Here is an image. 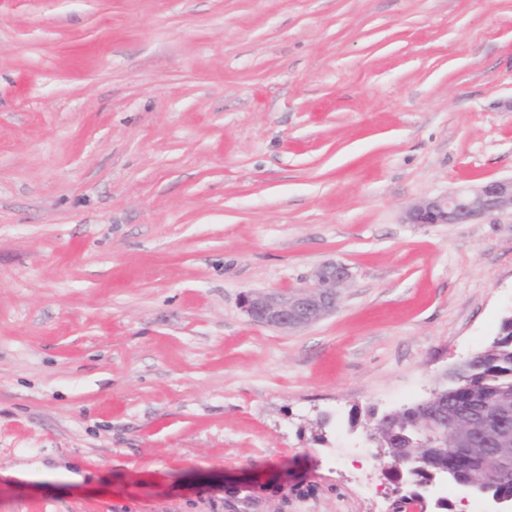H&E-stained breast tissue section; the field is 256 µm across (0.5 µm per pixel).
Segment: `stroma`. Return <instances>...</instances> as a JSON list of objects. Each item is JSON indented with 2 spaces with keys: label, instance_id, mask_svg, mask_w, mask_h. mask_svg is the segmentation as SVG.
Here are the masks:
<instances>
[{
  "label": "stroma",
  "instance_id": "obj_1",
  "mask_svg": "<svg viewBox=\"0 0 512 512\" xmlns=\"http://www.w3.org/2000/svg\"><path fill=\"white\" fill-rule=\"evenodd\" d=\"M510 176L512 0H0V512H481L367 412L512 317V213L403 221ZM350 278L349 267L326 262L319 267L312 283L289 291L247 293L242 307L253 322L283 331L303 328L336 312L337 288Z\"/></svg>",
  "mask_w": 512,
  "mask_h": 512
}]
</instances>
